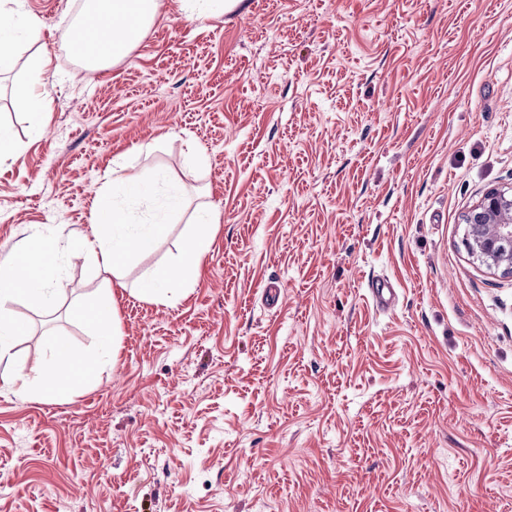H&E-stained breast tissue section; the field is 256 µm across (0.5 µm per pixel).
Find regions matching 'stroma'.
<instances>
[{"instance_id": "35a3bbf8", "label": "stroma", "mask_w": 512, "mask_h": 512, "mask_svg": "<svg viewBox=\"0 0 512 512\" xmlns=\"http://www.w3.org/2000/svg\"><path fill=\"white\" fill-rule=\"evenodd\" d=\"M161 2L87 71L64 38L84 0H27L38 37L0 72V262L35 226L90 233L118 158L151 182L137 220L169 224L122 280L62 257L64 293L14 304L0 374L58 336L102 364L64 400L0 392V512H512V277L464 222L512 188V0ZM42 53L34 112L12 89ZM200 206L193 284L141 299ZM105 281L110 356L71 314ZM238 0H182V9L188 18L206 20L224 14L231 2Z\"/></svg>"}]
</instances>
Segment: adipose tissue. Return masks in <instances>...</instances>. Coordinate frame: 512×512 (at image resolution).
<instances>
[{"label": "adipose tissue", "mask_w": 512, "mask_h": 512, "mask_svg": "<svg viewBox=\"0 0 512 512\" xmlns=\"http://www.w3.org/2000/svg\"><path fill=\"white\" fill-rule=\"evenodd\" d=\"M162 6L161 0H104L100 9L88 12L94 20L99 37L92 47H84L76 32L68 38L84 65L91 70L106 67L124 57L140 40L145 29L153 23ZM132 210L123 204L104 207L102 219L93 225L90 234L73 236L64 232L46 234L34 230L25 248L10 261L0 264V361L11 358L12 342L21 328L13 315L12 303L23 296L42 305L62 291L54 276L60 246H67L71 257L89 260L122 278L132 255L147 256L154 252L165 234L164 224H136ZM216 232V224L208 211H199L195 231L190 235L176 259L157 269L141 288L143 299L172 304L189 287ZM74 314L82 320L95 322L101 343L112 347L115 336L112 291L98 289L92 303L75 306ZM93 359L72 357L67 337H56L50 357L30 371L18 370L0 378V386L23 394L33 393L48 399L64 398L80 379L89 377L96 369Z\"/></svg>", "instance_id": "adipose-tissue-1"}]
</instances>
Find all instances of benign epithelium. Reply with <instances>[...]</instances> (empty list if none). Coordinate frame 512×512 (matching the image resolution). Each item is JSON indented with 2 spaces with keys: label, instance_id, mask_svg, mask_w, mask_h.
Instances as JSON below:
<instances>
[{
  "label": "benign epithelium",
  "instance_id": "obj_1",
  "mask_svg": "<svg viewBox=\"0 0 512 512\" xmlns=\"http://www.w3.org/2000/svg\"><path fill=\"white\" fill-rule=\"evenodd\" d=\"M467 248L488 268L512 276V190H491L468 214Z\"/></svg>",
  "mask_w": 512,
  "mask_h": 512
}]
</instances>
